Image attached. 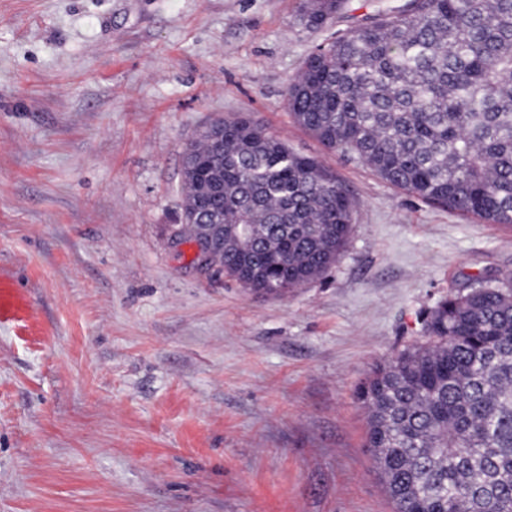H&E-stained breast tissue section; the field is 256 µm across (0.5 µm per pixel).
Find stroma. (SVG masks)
I'll use <instances>...</instances> for the list:
<instances>
[{"mask_svg":"<svg viewBox=\"0 0 512 512\" xmlns=\"http://www.w3.org/2000/svg\"><path fill=\"white\" fill-rule=\"evenodd\" d=\"M301 0H0V512H394L357 389L448 295L512 273V227L327 150L285 92ZM240 112L333 169L352 231L280 297L195 270L183 154ZM0 324L30 334H37L41 330L40 319L25 295L11 279L3 275H0Z\"/></svg>","mask_w":512,"mask_h":512,"instance_id":"obj_1","label":"stroma"}]
</instances>
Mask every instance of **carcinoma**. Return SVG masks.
Returning <instances> with one entry per match:
<instances>
[{
  "label": "carcinoma",
  "instance_id": "obj_1",
  "mask_svg": "<svg viewBox=\"0 0 512 512\" xmlns=\"http://www.w3.org/2000/svg\"><path fill=\"white\" fill-rule=\"evenodd\" d=\"M348 0H309L320 30ZM325 148L427 203L512 226V0H405L332 36L286 90ZM182 237L214 225L225 276L281 296L321 277L355 201L321 161L241 113L186 147ZM432 340L359 388L395 512H512V276L430 312Z\"/></svg>",
  "mask_w": 512,
  "mask_h": 512
}]
</instances>
